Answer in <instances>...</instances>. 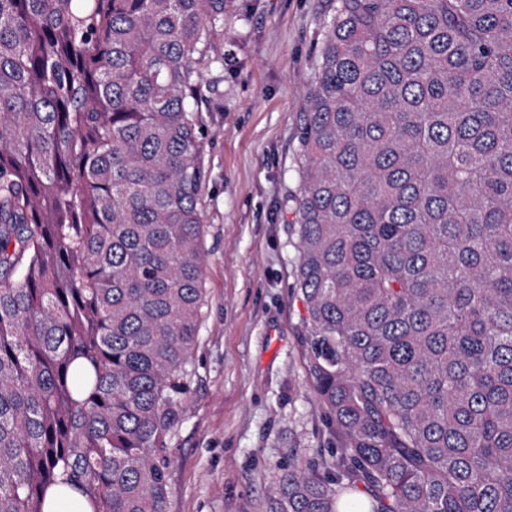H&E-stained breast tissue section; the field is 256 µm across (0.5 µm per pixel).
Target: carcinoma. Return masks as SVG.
Returning <instances> with one entry per match:
<instances>
[{
  "label": "carcinoma",
  "instance_id": "carcinoma-1",
  "mask_svg": "<svg viewBox=\"0 0 512 512\" xmlns=\"http://www.w3.org/2000/svg\"><path fill=\"white\" fill-rule=\"evenodd\" d=\"M227 0H0V512H167ZM294 199L344 439L274 512H512V0H336ZM368 500L353 495L358 483ZM69 497L76 499L68 504ZM44 512H91L84 498L67 486L58 485L50 487L45 496L43 504Z\"/></svg>",
  "mask_w": 512,
  "mask_h": 512
}]
</instances>
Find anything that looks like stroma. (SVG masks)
Segmentation results:
<instances>
[{
	"label": "stroma",
	"mask_w": 512,
	"mask_h": 512,
	"mask_svg": "<svg viewBox=\"0 0 512 512\" xmlns=\"http://www.w3.org/2000/svg\"><path fill=\"white\" fill-rule=\"evenodd\" d=\"M336 0H232L201 67L204 305L171 442L168 512H269L288 463L336 471L341 436L308 375L287 199L303 100ZM231 61H223V54Z\"/></svg>",
	"instance_id": "1"
}]
</instances>
